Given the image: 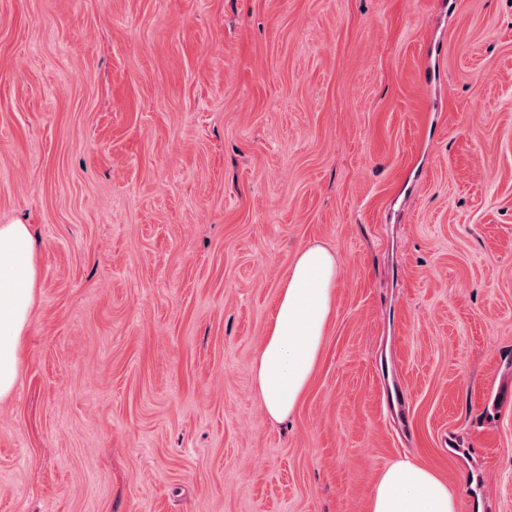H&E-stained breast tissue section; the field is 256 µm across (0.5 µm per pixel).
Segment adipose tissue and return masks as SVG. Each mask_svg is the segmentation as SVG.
<instances>
[{"label": "adipose tissue", "mask_w": 512, "mask_h": 512, "mask_svg": "<svg viewBox=\"0 0 512 512\" xmlns=\"http://www.w3.org/2000/svg\"><path fill=\"white\" fill-rule=\"evenodd\" d=\"M338 261L319 244L298 250L277 293L253 366L266 415L280 421L305 397L336 310ZM40 272L29 225L0 224V402L17 387ZM369 512H458V496L432 470L401 457L380 474Z\"/></svg>", "instance_id": "adipose-tissue-1"}]
</instances>
